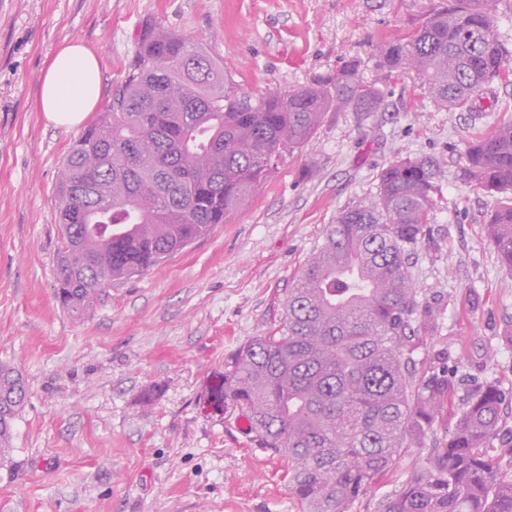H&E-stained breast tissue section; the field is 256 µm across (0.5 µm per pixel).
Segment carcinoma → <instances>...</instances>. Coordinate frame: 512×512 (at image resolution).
Here are the masks:
<instances>
[{
	"instance_id": "obj_1",
	"label": "carcinoma",
	"mask_w": 512,
	"mask_h": 512,
	"mask_svg": "<svg viewBox=\"0 0 512 512\" xmlns=\"http://www.w3.org/2000/svg\"><path fill=\"white\" fill-rule=\"evenodd\" d=\"M501 2L455 0L433 11L412 35L381 45L377 66L416 72L441 111L471 110L509 70ZM234 70L178 34L141 31L134 60L62 164L57 296L69 314L208 236L311 142L326 113L364 118L384 103L353 61L259 96L240 91ZM466 158L464 180L512 194V121L471 142ZM445 177L438 160L397 152L374 196L328 226L277 331L241 346L207 391L209 408L241 412L259 447L288 457V490L303 512H348L448 418L453 377L416 367L438 309L419 299L412 275ZM486 230L512 271V204ZM25 399L23 379L0 364V457ZM502 407L491 383L469 393L425 465L378 512H512V441L494 447Z\"/></svg>"
}]
</instances>
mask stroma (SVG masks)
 <instances>
[{"instance_id": "35a3bbf8", "label": "stroma", "mask_w": 512, "mask_h": 512, "mask_svg": "<svg viewBox=\"0 0 512 512\" xmlns=\"http://www.w3.org/2000/svg\"><path fill=\"white\" fill-rule=\"evenodd\" d=\"M449 2L0 0V362L27 387L0 462V512H300L287 458L238 430L237 413L206 415L199 397L241 345L278 327L327 225L375 194L377 172L399 150L447 169L413 270L420 298L440 308L416 359L446 352L461 398L495 384L506 396L501 435L512 437V271L486 234L508 198L459 177L469 142L512 120V76L496 78L473 111L444 112L415 73L387 78L374 59ZM148 25L236 65L245 92L305 86L356 61L363 80L384 87L385 105L363 119L326 113L245 208L74 317L55 297L54 213L81 131L45 120L39 79L76 39L98 56L110 96ZM424 456L408 449L349 512H376Z\"/></svg>"}]
</instances>
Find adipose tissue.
Returning a JSON list of instances; mask_svg holds the SVG:
<instances>
[{"label":"adipose tissue","instance_id":"ef3b65f1","mask_svg":"<svg viewBox=\"0 0 512 512\" xmlns=\"http://www.w3.org/2000/svg\"><path fill=\"white\" fill-rule=\"evenodd\" d=\"M101 76L95 53L73 40L58 47L40 79L38 106L49 123L80 126L99 99Z\"/></svg>","mask_w":512,"mask_h":512}]
</instances>
